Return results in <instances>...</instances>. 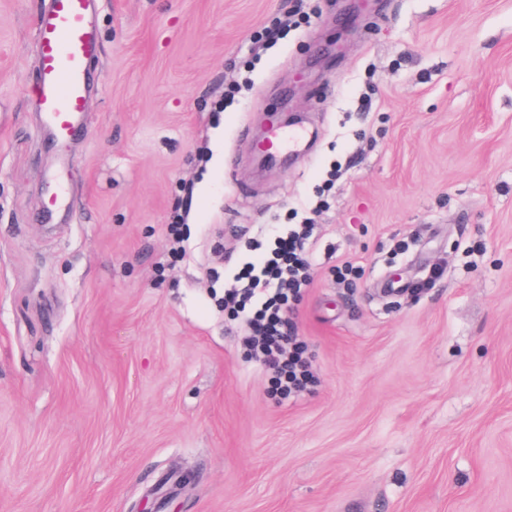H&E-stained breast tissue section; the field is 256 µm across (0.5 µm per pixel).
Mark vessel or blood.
<instances>
[{"instance_id":"obj_1","label":"vessel or blood","mask_w":512,"mask_h":512,"mask_svg":"<svg viewBox=\"0 0 512 512\" xmlns=\"http://www.w3.org/2000/svg\"><path fill=\"white\" fill-rule=\"evenodd\" d=\"M97 52L90 0H52L36 22L34 67L38 76L41 126L57 143L72 135L88 94L86 64ZM295 129H274L268 146L284 151L302 141Z\"/></svg>"}]
</instances>
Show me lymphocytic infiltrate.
<instances>
[{
    "label": "lymphocytic infiltrate",
    "instance_id": "obj_1",
    "mask_svg": "<svg viewBox=\"0 0 512 512\" xmlns=\"http://www.w3.org/2000/svg\"><path fill=\"white\" fill-rule=\"evenodd\" d=\"M271 234L276 244L273 258L246 262L234 274L228 294L245 301L241 319L252 334L244 343L256 360L277 372L276 391L286 399L313 379L296 343L288 304L310 285L307 266L316 239L310 224L275 226Z\"/></svg>",
    "mask_w": 512,
    "mask_h": 512
}]
</instances>
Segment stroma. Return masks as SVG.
<instances>
[{"mask_svg": "<svg viewBox=\"0 0 512 512\" xmlns=\"http://www.w3.org/2000/svg\"><path fill=\"white\" fill-rule=\"evenodd\" d=\"M48 5L0 0V512H512V0H96L52 213ZM334 164L278 405L217 301ZM285 128L284 126L278 127L270 133L267 141L271 151L276 150L282 154L287 145L288 147H295L302 141L303 135L300 131L289 128L286 131Z\"/></svg>", "mask_w": 512, "mask_h": 512, "instance_id": "35a3bbf8", "label": "stroma"}]
</instances>
